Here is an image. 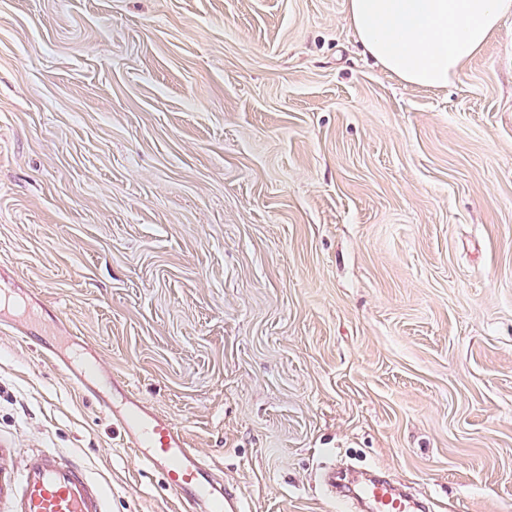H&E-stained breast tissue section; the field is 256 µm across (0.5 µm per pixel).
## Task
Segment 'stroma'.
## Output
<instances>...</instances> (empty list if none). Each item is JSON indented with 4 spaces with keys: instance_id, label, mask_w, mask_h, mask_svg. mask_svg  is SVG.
Returning a JSON list of instances; mask_svg holds the SVG:
<instances>
[{
    "instance_id": "obj_1",
    "label": "stroma",
    "mask_w": 512,
    "mask_h": 512,
    "mask_svg": "<svg viewBox=\"0 0 512 512\" xmlns=\"http://www.w3.org/2000/svg\"><path fill=\"white\" fill-rule=\"evenodd\" d=\"M0 267L241 486L336 512L327 463L512 512V20L440 89L346 0H0ZM180 512L0 324V468Z\"/></svg>"
}]
</instances>
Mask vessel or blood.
<instances>
[{"label":"vessel or blood","instance_id":"b4317fda","mask_svg":"<svg viewBox=\"0 0 512 512\" xmlns=\"http://www.w3.org/2000/svg\"><path fill=\"white\" fill-rule=\"evenodd\" d=\"M54 364L88 393L93 392L92 381L102 370L96 358L78 363L58 358ZM110 382L124 394L125 405L116 408L101 396L97 399L100 411L123 430L126 447L164 477L182 512H244L243 490L225 484L220 473L190 447L180 427L145 406L127 375L111 374ZM342 494L361 503L364 512L426 509L423 501L378 477L343 489ZM0 499L8 503L9 512H106L102 489L81 466L64 461L51 448L28 458L19 471L0 472Z\"/></svg>","mask_w":512,"mask_h":512}]
</instances>
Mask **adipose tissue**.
<instances>
[{
	"label": "adipose tissue",
	"instance_id": "adipose-tissue-1",
	"mask_svg": "<svg viewBox=\"0 0 512 512\" xmlns=\"http://www.w3.org/2000/svg\"><path fill=\"white\" fill-rule=\"evenodd\" d=\"M365 53L400 81L438 89L512 19V0H346Z\"/></svg>",
	"mask_w": 512,
	"mask_h": 512
}]
</instances>
